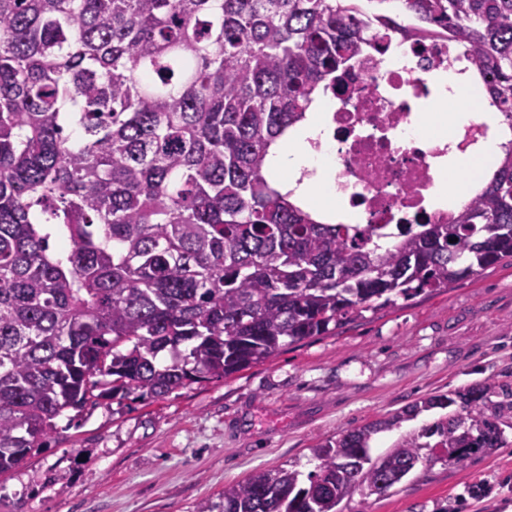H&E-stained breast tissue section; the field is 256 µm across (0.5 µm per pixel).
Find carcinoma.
I'll return each mask as SVG.
<instances>
[{"instance_id":"cac0c4a2","label":"carcinoma","mask_w":512,"mask_h":512,"mask_svg":"<svg viewBox=\"0 0 512 512\" xmlns=\"http://www.w3.org/2000/svg\"><path fill=\"white\" fill-rule=\"evenodd\" d=\"M430 30L512 129V0H0V474L66 411L227 379L512 256V142L448 222L391 241L318 220L267 171L357 56ZM492 389L353 428L305 481L254 472L222 512H342L422 465L463 467L506 442ZM457 402L372 456L376 434Z\"/></svg>"}]
</instances>
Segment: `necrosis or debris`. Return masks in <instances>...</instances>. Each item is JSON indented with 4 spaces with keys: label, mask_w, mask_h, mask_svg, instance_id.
<instances>
[{
    "label": "necrosis or debris",
    "mask_w": 512,
    "mask_h": 512,
    "mask_svg": "<svg viewBox=\"0 0 512 512\" xmlns=\"http://www.w3.org/2000/svg\"><path fill=\"white\" fill-rule=\"evenodd\" d=\"M389 50L409 62L388 68L381 55L363 57L336 79L324 98L330 105L336 142V185L349 191L365 224H443L447 210L433 207L437 173L432 161L447 148H420L410 130L431 96L434 72L456 64L451 43L440 36L392 39Z\"/></svg>",
    "instance_id": "1"
}]
</instances>
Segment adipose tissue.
I'll list each match as a JSON object with an SVG mask.
<instances>
[{"mask_svg": "<svg viewBox=\"0 0 512 512\" xmlns=\"http://www.w3.org/2000/svg\"><path fill=\"white\" fill-rule=\"evenodd\" d=\"M472 83L471 75L466 72L451 70L433 75L431 113L418 127L422 138H445L472 121L497 123L494 113L464 105L463 98ZM327 121L325 101H315L305 120L289 130L284 142L269 155L267 168L273 176L287 173L288 180L280 188L290 193L294 203L315 206L327 223H349L356 221L357 215L346 207L336 191Z\"/></svg>", "mask_w": 512, "mask_h": 512, "instance_id": "obj_1", "label": "adipose tissue"}]
</instances>
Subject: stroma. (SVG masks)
<instances>
[{"instance_id":"obj_1","label":"stroma","mask_w":512,"mask_h":512,"mask_svg":"<svg viewBox=\"0 0 512 512\" xmlns=\"http://www.w3.org/2000/svg\"><path fill=\"white\" fill-rule=\"evenodd\" d=\"M493 383L507 443L467 466L416 471L343 512H512V257L438 293L364 313L325 336L162 399L101 400L55 420L46 448L0 474V512H199L256 469L301 473L326 439L435 391ZM483 481L477 501L465 493Z\"/></svg>"}]
</instances>
